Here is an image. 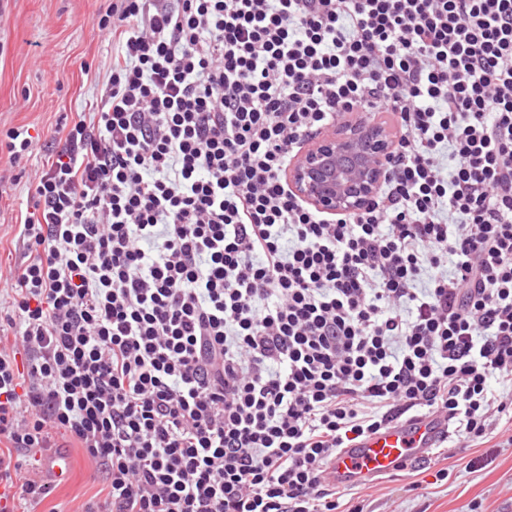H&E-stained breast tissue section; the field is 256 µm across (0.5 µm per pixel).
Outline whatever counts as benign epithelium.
<instances>
[{
	"mask_svg": "<svg viewBox=\"0 0 512 512\" xmlns=\"http://www.w3.org/2000/svg\"><path fill=\"white\" fill-rule=\"evenodd\" d=\"M394 142L384 123L355 114L302 147L288 166V185L319 211L360 212L379 195Z\"/></svg>",
	"mask_w": 512,
	"mask_h": 512,
	"instance_id": "obj_1",
	"label": "benign epithelium"
}]
</instances>
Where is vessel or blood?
I'll use <instances>...</instances> for the list:
<instances>
[{
	"mask_svg": "<svg viewBox=\"0 0 512 512\" xmlns=\"http://www.w3.org/2000/svg\"><path fill=\"white\" fill-rule=\"evenodd\" d=\"M447 433L448 419L439 414L393 423L337 453L327 466V479L334 485H360L377 475L399 471L429 457Z\"/></svg>",
	"mask_w": 512,
	"mask_h": 512,
	"instance_id": "b4317fda",
	"label": "vessel or blood"
}]
</instances>
